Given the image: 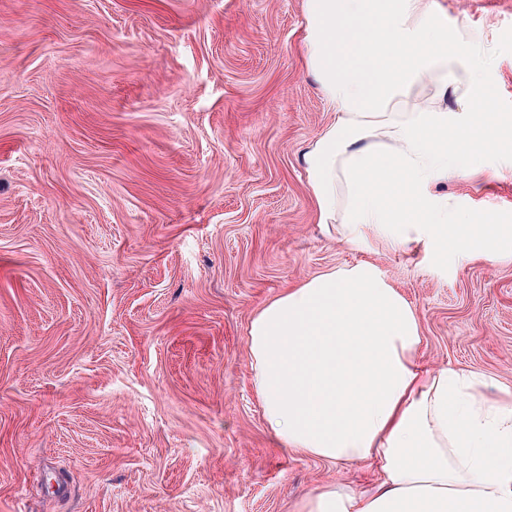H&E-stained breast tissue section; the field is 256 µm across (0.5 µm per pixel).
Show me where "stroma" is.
Listing matches in <instances>:
<instances>
[{
  "mask_svg": "<svg viewBox=\"0 0 512 512\" xmlns=\"http://www.w3.org/2000/svg\"><path fill=\"white\" fill-rule=\"evenodd\" d=\"M484 35L512 114V0H440ZM303 0H0V512H295L376 469L284 451L254 392L257 309L369 261L428 368L512 387V260L349 248L303 155L333 118ZM495 179L459 210L512 225Z\"/></svg>",
  "mask_w": 512,
  "mask_h": 512,
  "instance_id": "1",
  "label": "stroma"
}]
</instances>
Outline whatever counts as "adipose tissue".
Wrapping results in <instances>:
<instances>
[{
	"label": "adipose tissue",
	"mask_w": 512,
	"mask_h": 512,
	"mask_svg": "<svg viewBox=\"0 0 512 512\" xmlns=\"http://www.w3.org/2000/svg\"><path fill=\"white\" fill-rule=\"evenodd\" d=\"M306 64L334 119L304 155L315 217L350 247L368 233L408 252L512 256V225L475 219L432 187L487 175L512 147L483 35L438 0H304ZM419 316L370 262L335 268L261 306L252 383L284 449L375 466L370 491L336 483L300 512H512V388L423 368Z\"/></svg>",
	"instance_id": "1"
}]
</instances>
